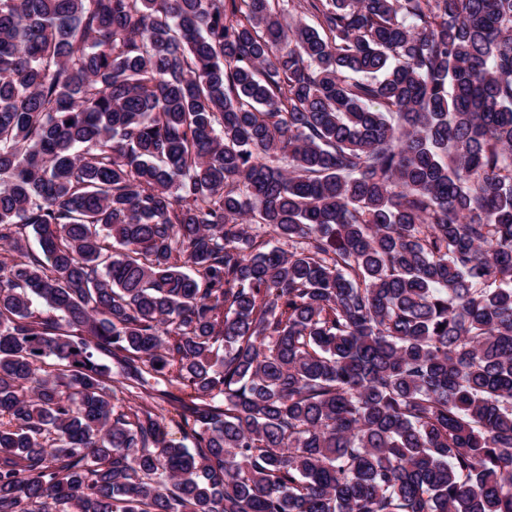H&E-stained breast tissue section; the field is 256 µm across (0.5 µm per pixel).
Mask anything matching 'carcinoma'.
<instances>
[{
	"mask_svg": "<svg viewBox=\"0 0 512 512\" xmlns=\"http://www.w3.org/2000/svg\"><path fill=\"white\" fill-rule=\"evenodd\" d=\"M0 512H512V0H0Z\"/></svg>",
	"mask_w": 512,
	"mask_h": 512,
	"instance_id": "carcinoma-1",
	"label": "carcinoma"
}]
</instances>
